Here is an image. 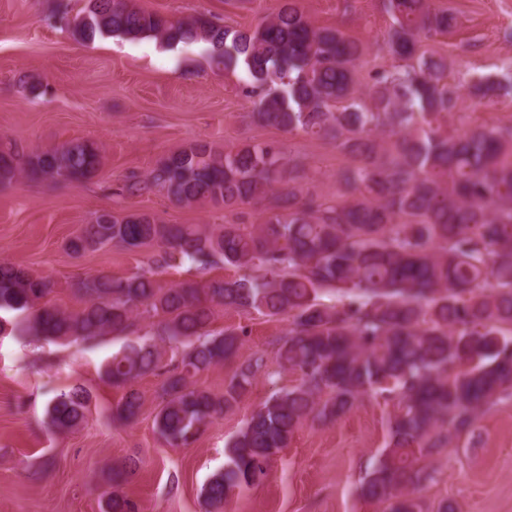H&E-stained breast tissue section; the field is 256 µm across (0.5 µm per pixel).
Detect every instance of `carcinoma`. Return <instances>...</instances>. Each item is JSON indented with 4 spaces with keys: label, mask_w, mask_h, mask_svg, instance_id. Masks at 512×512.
<instances>
[{
    "label": "carcinoma",
    "mask_w": 512,
    "mask_h": 512,
    "mask_svg": "<svg viewBox=\"0 0 512 512\" xmlns=\"http://www.w3.org/2000/svg\"><path fill=\"white\" fill-rule=\"evenodd\" d=\"M390 19L368 95L354 96L364 50L340 29L315 27L285 0L248 30L199 16L171 20L130 0H89L60 21L81 40L154 37L203 44L211 62L243 65L253 121L288 133L330 138L349 163L336 171V201L325 204L297 183L281 148L239 144L216 153L202 142L170 152L134 194L157 187L178 204L207 201L231 212L266 202L259 224H163L151 213L95 214L68 250L157 248L155 264L206 268L222 263L241 274L164 288L150 269L126 279L94 275L79 284L84 307L66 313L46 301L51 281L0 264V333L50 341L93 342L135 335L112 353L104 374L124 390L118 423L140 413L135 382L162 378L156 433L170 446L192 444L233 409L259 376L272 378L265 353L239 361L224 392L193 386L212 366L238 357L244 331L208 330L214 308L254 310L288 320L275 340L282 367L299 383L266 400L234 437L224 471L203 493L214 507L266 477L270 463L308 420L327 424L363 398H380L388 440L357 487L384 512H422L413 497L434 480L416 456L438 454L475 433L480 417L512 397V125L469 124L455 109L512 96V59L499 78L447 80L442 57L420 42L448 31L453 14L429 0H381ZM458 121L450 131L448 122ZM86 139L24 156L0 146V185L17 177L63 185L100 168ZM20 318L9 323L3 313ZM153 318L140 335L135 320ZM179 350L165 359L155 339ZM89 391L76 384L48 406L49 425L67 431L85 418Z\"/></svg>",
    "instance_id": "1"
}]
</instances>
